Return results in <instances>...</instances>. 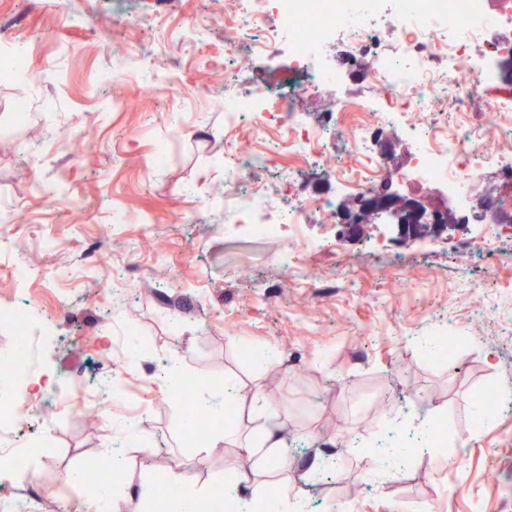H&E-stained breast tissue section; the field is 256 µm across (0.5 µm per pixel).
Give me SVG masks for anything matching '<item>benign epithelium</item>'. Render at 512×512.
I'll return each instance as SVG.
<instances>
[{
    "mask_svg": "<svg viewBox=\"0 0 512 512\" xmlns=\"http://www.w3.org/2000/svg\"><path fill=\"white\" fill-rule=\"evenodd\" d=\"M387 215L399 222L400 234L411 233L414 227L424 226L439 235L447 225L455 223L448 207L429 203L420 196L399 195L386 190L376 191L358 199L356 207L344 212L342 223L350 237L359 234L363 215Z\"/></svg>",
    "mask_w": 512,
    "mask_h": 512,
    "instance_id": "1",
    "label": "benign epithelium"
}]
</instances>
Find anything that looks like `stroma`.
Here are the masks:
<instances>
[{
  "instance_id": "obj_1",
  "label": "stroma",
  "mask_w": 512,
  "mask_h": 512,
  "mask_svg": "<svg viewBox=\"0 0 512 512\" xmlns=\"http://www.w3.org/2000/svg\"><path fill=\"white\" fill-rule=\"evenodd\" d=\"M1 26L13 34L0 52L30 45L35 76L0 79V206L25 217L0 223V304L34 305L50 321L31 387L45 401L39 414L21 410L17 440L54 450L21 475L0 474L1 496L28 512H100L77 476L101 471L120 503L167 512L141 491L176 469L203 503L218 481L247 476L263 491L269 478L245 446L263 417L235 418L240 441L194 443L165 384L177 368L201 384L234 377L289 415L288 493L301 512H512V236L489 253L473 245L476 225L461 222L421 244L379 218L297 269L301 240L335 231L355 199L289 155L278 127L259 135L247 117L225 126V101L254 75L277 77L288 55L235 50L237 77L225 81L224 0H0ZM121 46L139 57L116 81ZM71 133L83 134L93 165L60 146ZM230 143L268 152L267 196L287 203L278 170L292 165L301 192L329 198L332 211L297 234H240L224 212ZM38 181L64 192L38 196ZM28 265L50 280L15 282L12 267ZM447 328L460 347L430 360L425 346ZM129 333L151 349L124 377L112 344ZM270 341L282 352L273 368L262 351ZM83 387L102 390L99 408ZM479 389L504 408L475 431ZM393 407L446 418L465 441L461 466L419 456L373 477L367 451L394 439ZM330 454L337 467L309 478L307 461Z\"/></svg>"
}]
</instances>
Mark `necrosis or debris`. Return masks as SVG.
<instances>
[{
	"label": "necrosis or debris",
	"mask_w": 512,
	"mask_h": 512,
	"mask_svg": "<svg viewBox=\"0 0 512 512\" xmlns=\"http://www.w3.org/2000/svg\"><path fill=\"white\" fill-rule=\"evenodd\" d=\"M226 2L224 26L238 32L239 45L260 58L288 53L284 76L226 108L228 126L246 116L260 133L269 124L281 125L288 130L289 150L320 158L327 149L323 133L300 119L295 100L359 79L384 91L373 101L350 95L337 106L339 114L351 117V141L363 161L346 172L317 169L318 177L337 181L358 197L376 190L380 173L391 165L381 145L386 132L397 127L412 143L399 179L411 176L439 186L461 207L488 169L512 180V96L474 104L512 62V0ZM331 43L337 49L329 61L322 51ZM366 56L373 59L368 68L362 64ZM259 172L240 157L224 160V206L247 233L270 235L280 224L295 229L328 209L327 198L301 194L288 206H276L256 188ZM0 322L13 325L24 340L12 357L7 390L0 394V466L20 471L29 451L10 442L46 330L26 306L0 308Z\"/></svg>",
	"instance_id": "4bbe7bcc"
}]
</instances>
